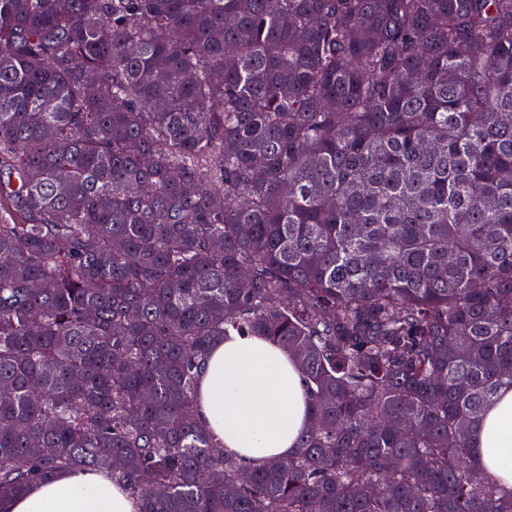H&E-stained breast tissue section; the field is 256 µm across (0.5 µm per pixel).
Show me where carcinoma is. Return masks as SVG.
I'll return each instance as SVG.
<instances>
[{"label": "carcinoma", "mask_w": 512, "mask_h": 512, "mask_svg": "<svg viewBox=\"0 0 512 512\" xmlns=\"http://www.w3.org/2000/svg\"><path fill=\"white\" fill-rule=\"evenodd\" d=\"M232 333L297 363L287 458L196 418ZM504 386L512 0H0V502L512 512L471 442ZM2 512H137L138 502L105 474L66 469L0 503Z\"/></svg>", "instance_id": "obj_1"}]
</instances>
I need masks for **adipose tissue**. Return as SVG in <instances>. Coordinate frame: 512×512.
<instances>
[{
  "label": "adipose tissue",
  "instance_id": "adipose-tissue-1",
  "mask_svg": "<svg viewBox=\"0 0 512 512\" xmlns=\"http://www.w3.org/2000/svg\"><path fill=\"white\" fill-rule=\"evenodd\" d=\"M196 414L225 455L238 461L290 455L309 423L294 359L254 335H234L212 346L201 362ZM477 446L482 470L511 487V388L502 389L485 412ZM0 512H138V503L105 474L66 469L0 503Z\"/></svg>",
  "mask_w": 512,
  "mask_h": 512
}]
</instances>
